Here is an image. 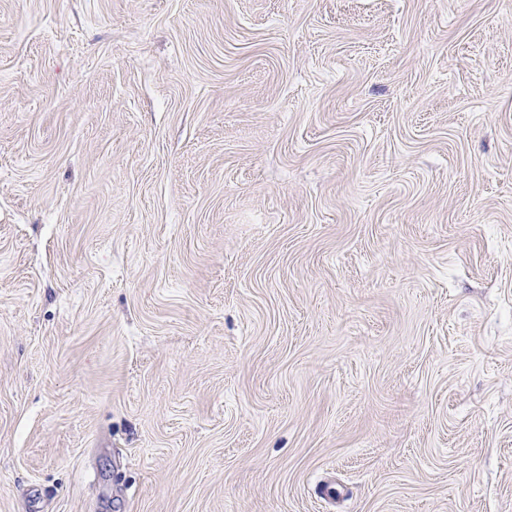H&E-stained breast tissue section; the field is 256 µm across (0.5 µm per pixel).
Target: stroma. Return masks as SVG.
I'll return each instance as SVG.
<instances>
[{"mask_svg": "<svg viewBox=\"0 0 512 512\" xmlns=\"http://www.w3.org/2000/svg\"><path fill=\"white\" fill-rule=\"evenodd\" d=\"M512 512V0H0V512Z\"/></svg>", "mask_w": 512, "mask_h": 512, "instance_id": "1", "label": "stroma"}]
</instances>
